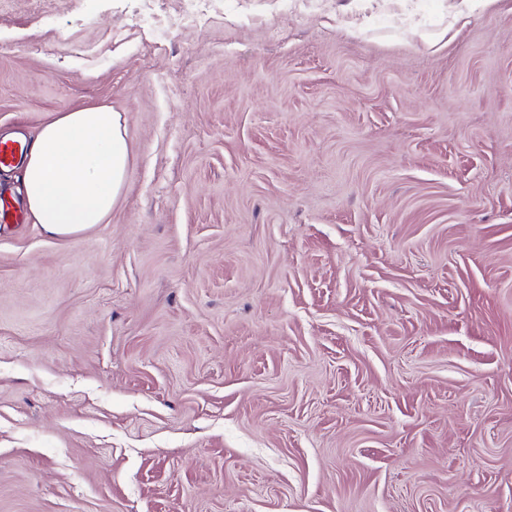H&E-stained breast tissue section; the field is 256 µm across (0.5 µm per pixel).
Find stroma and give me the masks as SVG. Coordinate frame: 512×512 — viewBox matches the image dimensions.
<instances>
[{
  "instance_id": "1",
  "label": "stroma",
  "mask_w": 512,
  "mask_h": 512,
  "mask_svg": "<svg viewBox=\"0 0 512 512\" xmlns=\"http://www.w3.org/2000/svg\"><path fill=\"white\" fill-rule=\"evenodd\" d=\"M451 4L0 0V137L130 148L0 223V512H512V0ZM452 11L449 15V26L461 24L464 26L468 18L477 9L482 11H493L498 7L500 0H454ZM128 161L118 112L100 106L45 123L23 160L25 201L36 224L67 237L103 223L123 193Z\"/></svg>"
}]
</instances>
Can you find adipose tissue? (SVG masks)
Wrapping results in <instances>:
<instances>
[{"label": "adipose tissue", "mask_w": 512, "mask_h": 512, "mask_svg": "<svg viewBox=\"0 0 512 512\" xmlns=\"http://www.w3.org/2000/svg\"><path fill=\"white\" fill-rule=\"evenodd\" d=\"M128 161L120 113L104 106L62 113L39 129L24 158L27 207L49 235L85 232L118 202Z\"/></svg>", "instance_id": "obj_1"}]
</instances>
